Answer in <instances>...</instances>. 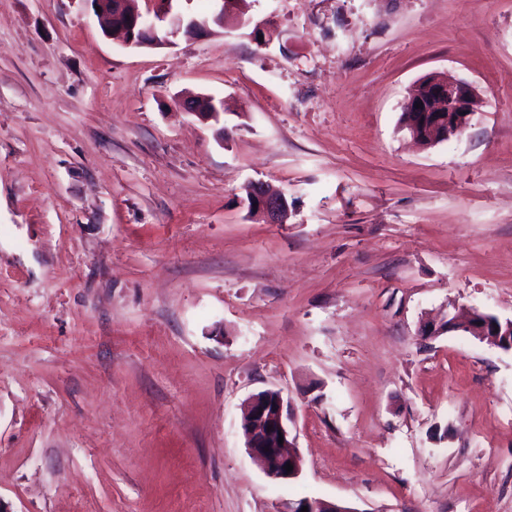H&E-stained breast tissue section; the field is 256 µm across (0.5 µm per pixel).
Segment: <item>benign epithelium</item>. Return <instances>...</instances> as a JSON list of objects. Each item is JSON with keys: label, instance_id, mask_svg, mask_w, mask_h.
<instances>
[{"label": "benign epithelium", "instance_id": "benign-epithelium-1", "mask_svg": "<svg viewBox=\"0 0 512 512\" xmlns=\"http://www.w3.org/2000/svg\"><path fill=\"white\" fill-rule=\"evenodd\" d=\"M155 4V20L168 21V35L187 33L199 35L211 31V26L224 28L225 16L232 14L237 24L247 23L244 15L236 10L234 0H215L218 8L211 18L198 19L171 13L172 0H150ZM92 6L100 7L94 12L103 34H118L125 44L134 47L157 46L168 42L157 34L154 20L146 17L138 8L137 0H91ZM422 107H416V104ZM181 107L202 122H219L222 105L213 104V109L203 112L189 96L180 102ZM410 118L404 123L412 138L424 146L448 141L459 136L470 126L473 116L479 111L480 97L476 87L464 80L447 81L438 77L420 85L409 102ZM250 210L270 224H283L288 220L289 207L284 194L270 189L262 182L247 184ZM449 332H463L478 340H488L498 348L512 347V320H487L483 324L474 322L473 313L451 317L446 328L434 322L424 323L419 336L431 339ZM294 420L281 391L267 389L252 394L241 429L250 456L260 465L263 473L275 482H288L302 473L304 459L297 450ZM283 442H278V439ZM291 464L293 470L284 469ZM308 512H357V510L335 501L315 498L305 502Z\"/></svg>", "mask_w": 512, "mask_h": 512}]
</instances>
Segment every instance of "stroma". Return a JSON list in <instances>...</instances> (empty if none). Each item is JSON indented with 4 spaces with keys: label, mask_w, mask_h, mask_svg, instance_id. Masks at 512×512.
Instances as JSON below:
<instances>
[{
    "label": "stroma",
    "mask_w": 512,
    "mask_h": 512,
    "mask_svg": "<svg viewBox=\"0 0 512 512\" xmlns=\"http://www.w3.org/2000/svg\"><path fill=\"white\" fill-rule=\"evenodd\" d=\"M247 2L265 45L130 47L90 0H0V501L512 512V352L418 334L512 319V0ZM435 73L484 104L424 148L400 118ZM266 389L294 413L287 483L241 430ZM248 197L245 192L246 200L248 199L254 215L261 217L270 224H283L288 220L289 207L288 201L284 194L270 189V187L262 182H251L247 184ZM292 500L298 501L300 503H303L305 501L306 502L303 505L299 506L295 501ZM292 500H283L280 503V507L277 510V512H301L303 506L308 507V512H357V510L337 503L336 501H329L320 498L312 499L308 497H302L299 499Z\"/></svg>",
    "instance_id": "obj_1"
}]
</instances>
